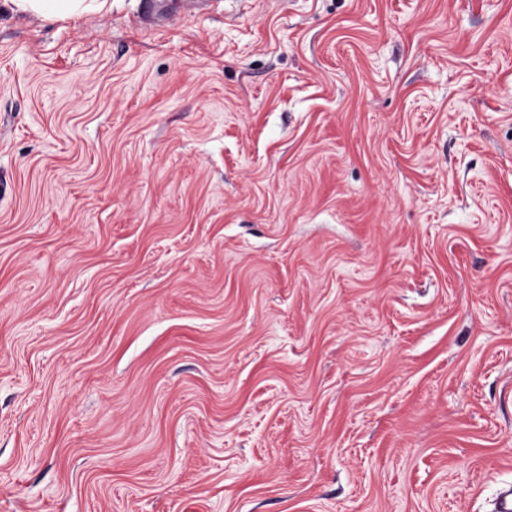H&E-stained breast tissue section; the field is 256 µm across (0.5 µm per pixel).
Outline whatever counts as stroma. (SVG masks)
Segmentation results:
<instances>
[{"label": "stroma", "mask_w": 512, "mask_h": 512, "mask_svg": "<svg viewBox=\"0 0 512 512\" xmlns=\"http://www.w3.org/2000/svg\"><path fill=\"white\" fill-rule=\"evenodd\" d=\"M0 5V512H493L512 0ZM13 10L31 13L48 19H65L79 16L82 11L101 8L104 2L91 0H9Z\"/></svg>", "instance_id": "35a3bbf8"}]
</instances>
